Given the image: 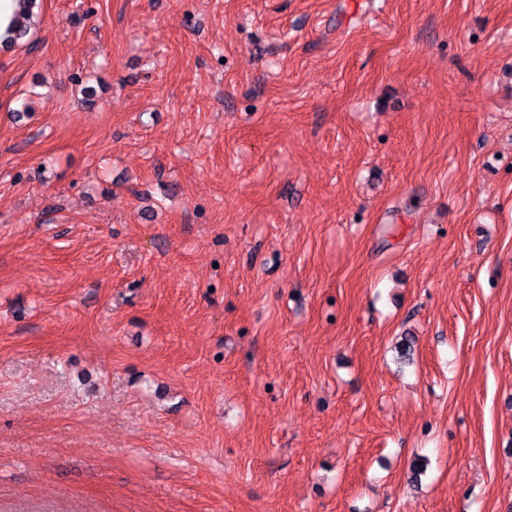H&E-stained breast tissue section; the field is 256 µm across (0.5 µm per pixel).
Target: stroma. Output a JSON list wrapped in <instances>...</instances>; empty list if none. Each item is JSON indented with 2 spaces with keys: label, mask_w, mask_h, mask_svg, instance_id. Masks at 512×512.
I'll return each instance as SVG.
<instances>
[{
  "label": "stroma",
  "mask_w": 512,
  "mask_h": 512,
  "mask_svg": "<svg viewBox=\"0 0 512 512\" xmlns=\"http://www.w3.org/2000/svg\"><path fill=\"white\" fill-rule=\"evenodd\" d=\"M38 11L0 512H512V0Z\"/></svg>",
  "instance_id": "stroma-1"
}]
</instances>
